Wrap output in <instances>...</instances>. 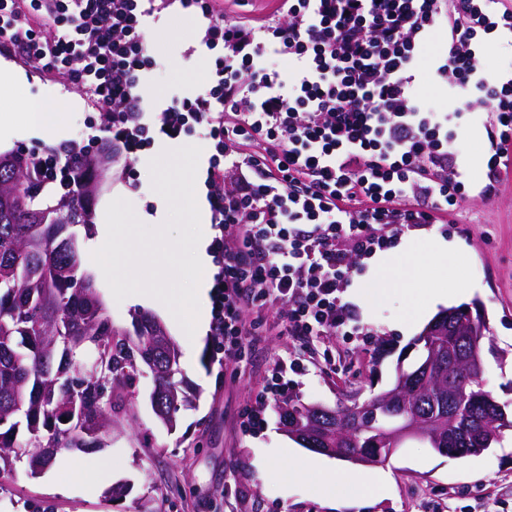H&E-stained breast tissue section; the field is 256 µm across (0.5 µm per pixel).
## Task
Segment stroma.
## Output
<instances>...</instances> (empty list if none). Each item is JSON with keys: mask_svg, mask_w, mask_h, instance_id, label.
I'll list each match as a JSON object with an SVG mask.
<instances>
[{"mask_svg": "<svg viewBox=\"0 0 512 512\" xmlns=\"http://www.w3.org/2000/svg\"><path fill=\"white\" fill-rule=\"evenodd\" d=\"M199 22L177 8L163 11L146 32L154 66L144 71L142 89L152 99L189 97L204 91L213 56L197 42ZM0 59L23 71L27 85L10 110L19 112L29 100L46 99L66 114L62 134L20 129L0 151L21 150L41 156L48 147L67 142L85 144L90 125L98 119L96 105L66 76L46 73L17 50L0 49ZM488 107H476L458 130L470 150L463 164L476 179H484L481 156L488 146L485 125ZM165 147L158 140L138 158H121L106 173L102 191L92 202L100 211L115 198L129 201L138 218L152 223L163 204L153 191L148 162ZM455 223L403 228L397 246L382 255L397 261L400 244L411 239L438 237L457 243L467 259L456 269L466 288L462 302L479 305L489 324L483 341L484 390L512 408V172L505 175L498 197L491 203L468 199L455 209ZM73 232L83 269L92 277L114 327L132 328L134 316L160 319L180 351L181 386L192 402L181 409L175 429H167L153 413L148 373H141L134 391V416L121 419L104 447L64 450L57 462L40 475L28 476L18 467L0 480V512H35L36 505L51 512H512V441L467 457L441 454L419 440H410L382 464L384 487L355 506L330 504L310 484L289 477L283 466L289 453L310 451L283 432L276 400L261 401L276 360L303 363L305 374L292 375L287 398L331 409L348 405L354 392L371 397L392 387L397 365H411L417 356L414 341L424 322L409 323L410 300L402 289L372 296L370 282L377 270L373 257L351 255L341 297L357 314L353 335L328 333L307 340L284 335L280 307L248 311L246 328L255 330L243 359H214L212 336L190 342L161 304L116 302L91 259L85 226ZM263 406L264 424L255 432L242 431L244 408ZM108 460L97 483L88 484L79 471ZM128 484L129 493L114 499L113 485Z\"/></svg>", "mask_w": 512, "mask_h": 512, "instance_id": "obj_1", "label": "stroma"}]
</instances>
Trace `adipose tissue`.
<instances>
[{
	"instance_id": "obj_1",
	"label": "adipose tissue",
	"mask_w": 512,
	"mask_h": 512,
	"mask_svg": "<svg viewBox=\"0 0 512 512\" xmlns=\"http://www.w3.org/2000/svg\"><path fill=\"white\" fill-rule=\"evenodd\" d=\"M64 120V113L58 112L54 102H29L26 103L24 111L0 112V132L8 134L23 128L53 131L62 128ZM458 253L459 248L455 243L443 240L410 245L402 266H392L384 259L378 262L381 275L378 286L382 289L392 286L410 294L415 293V272L420 265L430 263L447 275L450 274L452 262ZM300 472L314 475L315 487L321 495L331 500L340 497L349 503L365 499L372 487L382 484L386 479L382 472L351 475L339 463L315 459L302 460Z\"/></svg>"
}]
</instances>
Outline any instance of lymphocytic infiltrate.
Masks as SVG:
<instances>
[{"label":"lymphocytic infiltrate","instance_id":"f902f5d3","mask_svg":"<svg viewBox=\"0 0 512 512\" xmlns=\"http://www.w3.org/2000/svg\"><path fill=\"white\" fill-rule=\"evenodd\" d=\"M200 16L199 44L222 49L202 94L159 105L141 92L145 31L173 5ZM277 19H225L216 0H0V47L88 90L100 122L80 153L109 141L135 156L153 137L210 140L213 355L249 342L245 311L283 305L285 335L341 331L350 253L432 224L469 195L489 201L512 169V71L489 49L512 46V0H279ZM446 39L431 59L422 51ZM289 70H278L274 58ZM430 67L455 99L439 112L419 93ZM488 104V181L474 185L457 133Z\"/></svg>","mask_w":512,"mask_h":512}]
</instances>
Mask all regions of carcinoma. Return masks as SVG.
Listing matches in <instances>:
<instances>
[{
  "mask_svg": "<svg viewBox=\"0 0 512 512\" xmlns=\"http://www.w3.org/2000/svg\"><path fill=\"white\" fill-rule=\"evenodd\" d=\"M48 180L46 170L30 158L17 172L0 174V476H11L23 463L36 475L53 466L63 448H95L118 413L130 415L131 403L121 390L132 386L139 367L153 378V394L166 400L168 426L188 401L176 374L179 361L169 363L143 337L149 317H137L141 331L118 337L112 321L82 273L78 252L61 243L75 241L73 225L92 224L90 199L95 183L70 191L61 178L55 200L59 214L43 222L35 200ZM446 325L431 336L420 334L421 358L411 369L397 368L396 378L415 376L395 399L389 414L336 411L331 434L340 458L363 465L383 463L385 430L394 414L419 418L436 439L430 447L441 453L476 455L489 450L512 431V416L483 389L477 365L484 364L485 316L470 315L468 306L450 309ZM442 341L476 351L479 364L431 360V347ZM91 353L108 376L82 369ZM439 417L440 425L428 424Z\"/></svg>",
  "mask_w": 512,
  "mask_h": 512,
  "instance_id": "obj_1",
  "label": "carcinoma"
}]
</instances>
